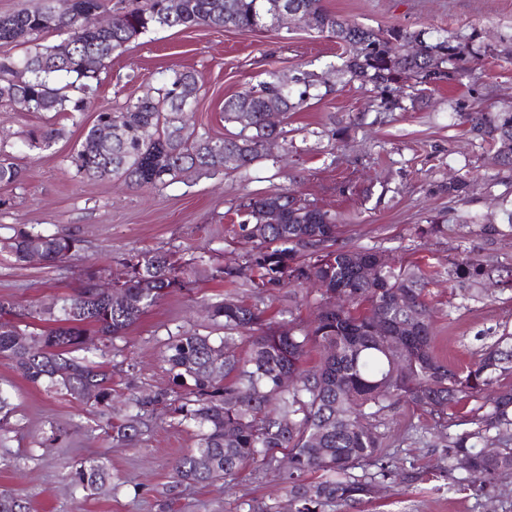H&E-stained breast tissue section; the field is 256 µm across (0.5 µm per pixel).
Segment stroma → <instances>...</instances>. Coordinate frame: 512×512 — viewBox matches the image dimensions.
<instances>
[{"instance_id": "1", "label": "stroma", "mask_w": 512, "mask_h": 512, "mask_svg": "<svg viewBox=\"0 0 512 512\" xmlns=\"http://www.w3.org/2000/svg\"><path fill=\"white\" fill-rule=\"evenodd\" d=\"M341 19L378 29L478 32L495 47L471 62L453 84H440L416 108L382 112L372 86L347 82L339 72L334 39L302 24L241 32L199 26L156 28L113 54L100 72L98 89L80 123L59 112L0 107V139H8L22 183L0 186V236L20 224L82 241L79 256L53 266L0 260V301L16 308L50 305L75 294L86 274L107 277L133 250L162 249L196 263L193 290H173L126 333L95 352L112 368L119 399L171 388L164 361L170 331L222 335L221 326L199 313L202 302L231 295L264 310L278 322L313 317V298L283 288L268 295L238 282L212 278L214 268L239 260L247 250L237 213L249 198L288 190L317 207L342 212L351 221L340 240L374 248L394 265L415 263L429 284L425 301L434 327V352L463 367L504 333H512V169L499 166L495 151L470 131V108L492 111L512 105V0H323ZM192 70L199 76L188 113L197 133L233 132L224 121V100L266 79L268 72L318 73L331 94L290 113L286 140L271 146L248 175L224 169L200 172L157 188L135 190L119 180L88 181L69 162L85 127L98 112L159 86L161 71ZM52 126L64 135L50 149L24 146V132ZM465 177L464 197L448 194V181ZM476 256L496 288L489 292L450 287L447 272L466 255ZM0 388L13 412L0 424V489L31 504L32 512H250L286 498L287 474L246 468L223 488L187 486L173 470L196 444L193 429L157 409L138 441H113L116 414L85 407L62 391L26 381L0 359ZM385 441L390 460L405 478H393L358 507L342 503L325 512H512V491L480 487L463 470H449L433 419L397 405L389 411ZM104 461L112 492L90 497L74 489L72 465Z\"/></svg>"}]
</instances>
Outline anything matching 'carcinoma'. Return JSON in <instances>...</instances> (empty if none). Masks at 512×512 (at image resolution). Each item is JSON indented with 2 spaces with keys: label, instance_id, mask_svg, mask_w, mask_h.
Segmentation results:
<instances>
[{
  "label": "carcinoma",
  "instance_id": "cac0c4a2",
  "mask_svg": "<svg viewBox=\"0 0 512 512\" xmlns=\"http://www.w3.org/2000/svg\"><path fill=\"white\" fill-rule=\"evenodd\" d=\"M302 22L336 39L346 48L340 72L348 81L370 84L385 111L415 105L413 90L458 80L475 57L477 35L464 39L426 31L367 29L341 20L322 0H286ZM105 0H35L13 13H0V44L23 48L17 57H0V103L26 112H86L106 60L153 28L207 25L253 31L275 28L266 0H179L168 12L167 0H145L137 8L112 16L99 28L92 16ZM49 32L65 33L69 46L41 43ZM157 95L127 102L116 112H100L84 128L70 163L87 180L117 178L133 188H157L199 171L216 172L225 158L247 176L270 142L285 137L283 127L265 121L274 107L296 112L315 97L319 76L298 71L284 87L271 71L257 85L224 100V121L238 132L214 139L191 130L184 121L190 103L182 88L197 84L192 71H173L161 79ZM471 132L509 152L497 154L500 166L512 168V107L470 114ZM62 131L37 128L24 144L49 149ZM21 169L0 153V184L21 181ZM241 235L251 243L241 263L215 270L229 284L245 280L273 294L279 288L318 287L317 313L308 322H271L264 311L228 296L209 307L210 320L224 327L213 338L197 332L168 333L164 355L175 388L136 397L111 423L112 439L132 444L144 418L163 406L177 424L198 430L195 448L180 457L174 471L188 485L215 486L255 464L270 465L288 457L287 512H322L330 503L359 504L393 476V464L381 455L385 415L402 402L438 418L443 429L448 468L460 457L468 472L493 483L512 473V386L498 385L512 375V336L504 335L480 359L462 369L450 368L432 353L431 316L424 301L427 280L415 265L382 268L372 280L358 265L375 259L374 249H350L338 243L339 218L301 202L288 191L252 198L244 205ZM271 209L280 223H265ZM81 240L70 234H47L25 224L0 239V254L18 262L32 252L53 265L77 255ZM194 267L181 265L169 252L136 250L110 271L116 302L95 287L90 272L80 291L47 307L19 312L0 303V358L14 363L34 384L63 389L81 404L112 408V369L86 353L94 337L113 341L136 323L169 291L190 289ZM480 275L474 258L455 266L451 278ZM342 298L336 299V293ZM418 323L407 328L410 319ZM387 325L382 332L377 325ZM320 353L319 366L304 368L308 354ZM295 382L285 386L283 378ZM498 385L492 410L466 420L469 428L448 432V409L462 396ZM499 448L487 455L488 443ZM319 474V479L306 476ZM72 485L92 495L112 493V473L101 460L72 466ZM0 512H31L28 501L0 490Z\"/></svg>",
  "mask_w": 512,
  "mask_h": 512
}]
</instances>
